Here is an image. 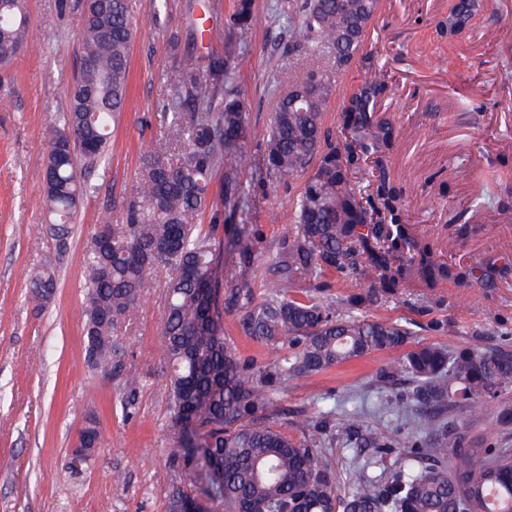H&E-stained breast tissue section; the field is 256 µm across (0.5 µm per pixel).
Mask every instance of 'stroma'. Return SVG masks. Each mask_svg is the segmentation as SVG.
<instances>
[{
  "label": "stroma",
  "mask_w": 512,
  "mask_h": 512,
  "mask_svg": "<svg viewBox=\"0 0 512 512\" xmlns=\"http://www.w3.org/2000/svg\"><path fill=\"white\" fill-rule=\"evenodd\" d=\"M187 0H132L143 20L130 51L126 110L112 133L96 177L99 190L81 205L66 246H59L44 201L46 131L67 108L64 85L75 71L82 18L60 15L56 0H29L31 28L57 29V41L22 51L0 73V512H164L173 471L167 439L166 377L161 327L166 273L152 275L144 297L122 329L128 358L140 378L138 400L124 413L118 381L84 363L81 310L86 303L87 245L107 201L128 195L140 158L160 128L153 118L162 74L171 64L169 35L185 24ZM255 21L238 35L229 58L232 88L248 110L250 135L239 157L248 205L234 224H251L253 263L245 274L261 285L302 181L277 178L263 163L276 103L275 68L306 63L288 54V0H253ZM451 0H380L365 44L339 82L325 114L337 129L346 98L368 69L384 74L376 113L395 138L384 176L356 173L364 196L380 181L401 192L398 223L436 242L440 259L472 272L471 287L447 282L418 296L364 304L360 315L403 325L404 348L375 352L321 373L290 380L278 398L276 424L294 436L303 416L330 415L332 446L325 454L347 494L358 473L379 474L371 449L349 442L350 424L409 438L423 422L403 399L416 387L397 364L407 351L440 346L454 352L473 343L512 344V0H479L471 21L449 34ZM50 266L52 297L34 305L32 272ZM370 278L330 271L318 296L347 301L365 293ZM101 422L105 449L89 468L68 466L88 412Z\"/></svg>",
  "instance_id": "1"
}]
</instances>
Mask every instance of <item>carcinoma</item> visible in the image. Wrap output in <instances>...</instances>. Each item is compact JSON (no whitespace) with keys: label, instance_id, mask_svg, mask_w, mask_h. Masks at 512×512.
Wrapping results in <instances>:
<instances>
[{"label":"carcinoma","instance_id":"1","mask_svg":"<svg viewBox=\"0 0 512 512\" xmlns=\"http://www.w3.org/2000/svg\"><path fill=\"white\" fill-rule=\"evenodd\" d=\"M380 0H288V53L312 66L277 74V103L265 141L267 170L304 178L292 204V223L281 228L279 253L263 277L265 296L237 272L224 270L218 224L243 205L237 159L249 135L246 106L224 93L232 32L252 25V0H236L227 28L211 36L224 53L192 61L172 35V64L163 77L161 134L142 154L130 196L119 204L125 223L112 224V207L100 228L111 232L107 249L89 247L83 310L85 362L123 379L127 403L139 380L126 367L119 328L140 304L148 276L170 272L165 285L162 357L167 375V457L181 466L182 480L204 474L207 497L222 512H512V448L487 438L466 441L464 414L496 401L497 423L512 426V348L477 345L455 353L424 346L407 353L403 367L417 386L412 402L431 410L423 437L401 439L368 428L365 447L395 456L376 480L359 478L345 496L321 448L326 418L308 416L290 437L273 421L275 401L288 380L316 374L371 352L407 343L401 325L346 315L318 297L290 290L309 285L328 270L361 271L373 279L368 300L400 288L431 290L466 276L434 259L428 245L403 224H382L380 210L394 214L399 193L381 183L378 204L364 203L352 174L368 154L389 145L392 126L375 120V99L384 87L372 69L341 115L333 142L324 126L339 78L359 54ZM59 9L83 17L76 73L66 84L68 109L49 126L44 172L45 203L54 236L66 243L83 199L99 190L94 176L126 107L130 50L143 22L131 0H59ZM28 0H0V68H8L30 41ZM224 171L219 191L213 180ZM209 213L210 230L196 218ZM233 267L252 262L251 230L236 225L229 242ZM50 268L30 276L38 303L54 292ZM238 314L242 333L280 351L272 362L241 359L224 338V312ZM78 443L102 451L103 436L86 416ZM197 496L172 486L166 512H202Z\"/></svg>","mask_w":512,"mask_h":512}]
</instances>
